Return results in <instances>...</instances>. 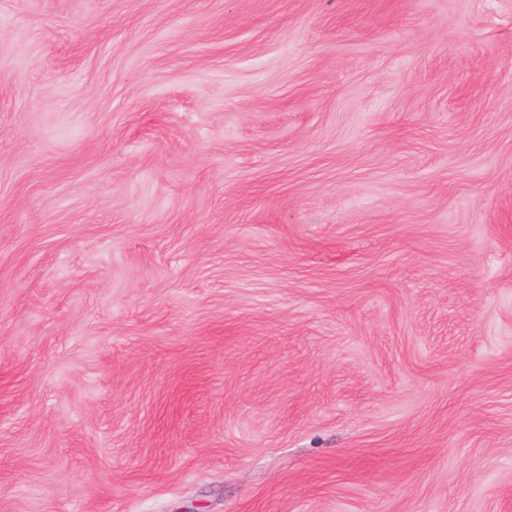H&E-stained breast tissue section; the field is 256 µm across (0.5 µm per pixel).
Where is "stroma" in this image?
<instances>
[{
  "instance_id": "obj_1",
  "label": "stroma",
  "mask_w": 512,
  "mask_h": 512,
  "mask_svg": "<svg viewBox=\"0 0 512 512\" xmlns=\"http://www.w3.org/2000/svg\"><path fill=\"white\" fill-rule=\"evenodd\" d=\"M0 512H512V0H0Z\"/></svg>"
}]
</instances>
